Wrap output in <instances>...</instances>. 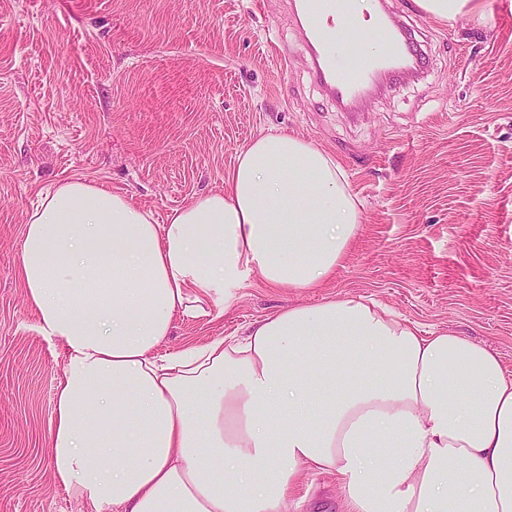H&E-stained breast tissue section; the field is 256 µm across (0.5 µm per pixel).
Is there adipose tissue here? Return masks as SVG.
Listing matches in <instances>:
<instances>
[{
    "label": "adipose tissue",
    "instance_id": "1",
    "mask_svg": "<svg viewBox=\"0 0 512 512\" xmlns=\"http://www.w3.org/2000/svg\"><path fill=\"white\" fill-rule=\"evenodd\" d=\"M361 224L341 164L284 132L164 224L83 180L44 195L19 271L64 346L55 481L90 512H283L310 471L346 512H512V373L488 346L333 297L158 353L175 316H222L252 277L321 287Z\"/></svg>",
    "mask_w": 512,
    "mask_h": 512
}]
</instances>
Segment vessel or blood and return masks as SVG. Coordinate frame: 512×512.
Instances as JSON below:
<instances>
[{
    "mask_svg": "<svg viewBox=\"0 0 512 512\" xmlns=\"http://www.w3.org/2000/svg\"><path fill=\"white\" fill-rule=\"evenodd\" d=\"M297 23L310 49L314 80L345 111H363L379 85L381 71H388L389 81L394 82L418 76L423 68L414 42L400 23H378L379 33L395 44L390 62L366 51L371 36L353 16H345L339 28H328L314 20L311 0H301Z\"/></svg>",
    "mask_w": 512,
    "mask_h": 512,
    "instance_id": "1",
    "label": "vessel or blood"
}]
</instances>
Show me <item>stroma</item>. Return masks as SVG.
<instances>
[{
  "label": "stroma",
  "instance_id": "obj_1",
  "mask_svg": "<svg viewBox=\"0 0 512 512\" xmlns=\"http://www.w3.org/2000/svg\"><path fill=\"white\" fill-rule=\"evenodd\" d=\"M386 2L427 69L353 116L315 82L294 0H0V512H87L46 455L64 349L35 331L17 267L28 213L69 178L162 223L222 190L252 140H310L362 207L335 277L304 292L253 279L221 317L176 316L160 353L362 297L512 372V0L453 24ZM285 512H342L335 477L308 474Z\"/></svg>",
  "mask_w": 512,
  "mask_h": 512
}]
</instances>
